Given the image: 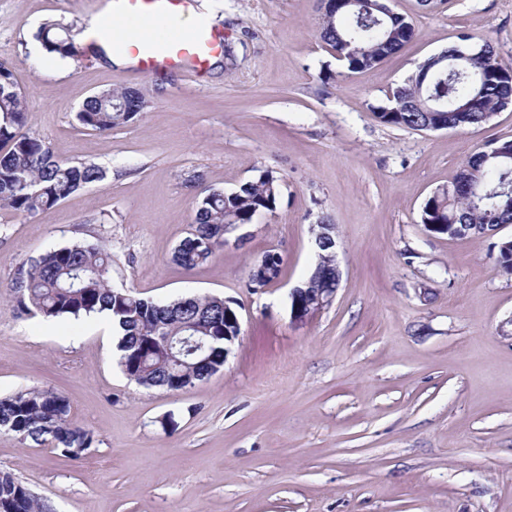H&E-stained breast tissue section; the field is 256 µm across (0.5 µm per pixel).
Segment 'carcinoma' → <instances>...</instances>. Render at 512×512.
Segmentation results:
<instances>
[{
  "label": "carcinoma",
  "instance_id": "cac0c4a2",
  "mask_svg": "<svg viewBox=\"0 0 512 512\" xmlns=\"http://www.w3.org/2000/svg\"><path fill=\"white\" fill-rule=\"evenodd\" d=\"M319 39L348 72L368 71L397 54L414 37L408 18L382 10V0H326ZM36 39L50 54L76 55L71 29L57 20L40 25ZM428 58L415 75L396 86L386 101L372 107L380 123L421 131L428 124L457 130L490 123L512 105V66L502 62L492 41L468 33L450 48ZM147 107L139 90L118 88L88 97L77 112L84 128L107 132L128 123ZM26 101L13 67L0 63V206L32 218L75 192L100 182L94 163L56 158L46 141L26 129ZM512 140L486 143L469 157L454 181L436 189L421 211V223L451 238L475 236L500 224H512ZM281 177L260 169L234 192L205 190L198 195L195 227L177 246L173 261L186 270L209 262L224 247V225L250 224L259 212L276 210ZM501 271L512 275V240L495 243ZM112 254L85 242L50 250L17 269V310L46 319L103 315L119 335L123 372L141 386L182 391L201 381L206 367L193 346L180 361H168L158 349L164 336H201L216 358L224 355L222 297L173 301L172 309L110 283ZM65 396L50 390H26L0 398V428L37 445L50 444L68 459L91 448V431L72 425ZM9 472L0 471V512H46Z\"/></svg>",
  "mask_w": 512,
  "mask_h": 512
}]
</instances>
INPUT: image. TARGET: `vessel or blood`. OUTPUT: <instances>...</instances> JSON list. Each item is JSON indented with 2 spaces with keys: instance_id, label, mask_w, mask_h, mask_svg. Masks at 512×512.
Here are the masks:
<instances>
[{
  "instance_id": "1",
  "label": "vessel or blood",
  "mask_w": 512,
  "mask_h": 512,
  "mask_svg": "<svg viewBox=\"0 0 512 512\" xmlns=\"http://www.w3.org/2000/svg\"><path fill=\"white\" fill-rule=\"evenodd\" d=\"M186 0H111L112 43L130 52L145 75L163 70H204L222 48L223 36L213 27L196 24L181 29Z\"/></svg>"
}]
</instances>
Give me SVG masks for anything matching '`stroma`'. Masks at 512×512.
Segmentation results:
<instances>
[{
  "label": "stroma",
  "mask_w": 512,
  "mask_h": 512,
  "mask_svg": "<svg viewBox=\"0 0 512 512\" xmlns=\"http://www.w3.org/2000/svg\"><path fill=\"white\" fill-rule=\"evenodd\" d=\"M191 2L232 70L107 67L81 42L89 0H0V62L15 67L28 129L105 172L33 218L0 207V396L63 393L71 423L93 434L70 460L2 430L0 471L49 512H512V275L497 236L451 238L420 219L478 147L512 140V107L435 132L372 111L461 32L512 65V0H393L415 37L354 74L319 40V0ZM48 19L71 27L75 56L36 40ZM118 87L142 91L145 111L109 132L82 127L84 100ZM260 168L283 179L276 210L226 233L207 264L174 263L194 219L188 180L230 192ZM324 217L342 282L299 322L288 292L314 265ZM81 240L111 252L113 287L233 301L241 333L223 371L146 389L123 373L110 320L17 314L18 267ZM270 252L279 280L250 287Z\"/></svg>",
  "instance_id": "1"
}]
</instances>
